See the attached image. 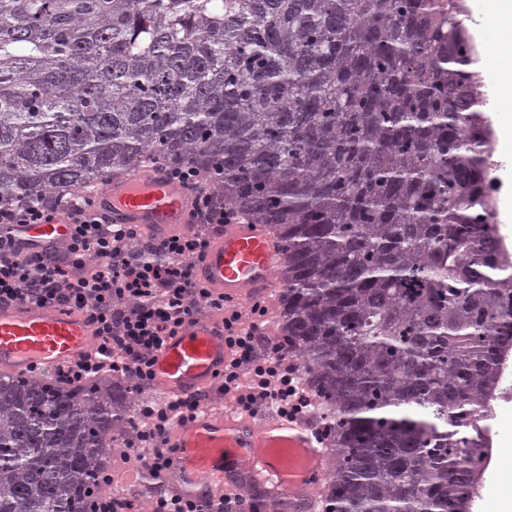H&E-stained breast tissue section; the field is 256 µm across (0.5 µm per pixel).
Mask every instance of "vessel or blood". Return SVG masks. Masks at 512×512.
<instances>
[{
    "label": "vessel or blood",
    "mask_w": 512,
    "mask_h": 512,
    "mask_svg": "<svg viewBox=\"0 0 512 512\" xmlns=\"http://www.w3.org/2000/svg\"><path fill=\"white\" fill-rule=\"evenodd\" d=\"M103 222L136 224L162 238L184 229L191 193L160 166L137 167L90 191ZM68 220L14 225L16 240L37 249L57 248L69 234ZM288 261L283 242L269 226L228 224L216 232L196 277L223 291L235 305L270 301L277 272ZM95 348L94 327L79 311L0 302V370L52 377L59 366L81 361ZM230 348L223 323L196 315L155 356L157 393L188 397L205 390L227 365ZM321 415L256 414L202 408L177 426L169 478L186 497L207 500L220 492L258 487L267 512H318L330 470V449L320 434Z\"/></svg>",
    "instance_id": "1"
}]
</instances>
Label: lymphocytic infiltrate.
<instances>
[{"instance_id":"1","label":"lymphocytic infiltrate","mask_w":512,"mask_h":512,"mask_svg":"<svg viewBox=\"0 0 512 512\" xmlns=\"http://www.w3.org/2000/svg\"><path fill=\"white\" fill-rule=\"evenodd\" d=\"M168 174L194 192L192 231L151 239L140 250L137 225L102 223L91 215L89 199L73 198L63 207L72 227L61 250L26 249L0 234V301L85 311L95 328L96 351L58 369V381L77 385L113 371L133 378L140 393L153 387L151 366L164 340L200 308H208L228 330L233 356L217 379L238 409L252 413L267 402L284 413L310 410L314 395L292 356L277 343L271 356L260 359L255 354L254 340L266 323L267 308L257 303L242 313L194 275L211 246L199 225L242 224L245 216L218 204L197 169L180 166ZM200 407L197 398L143 402L133 420L137 438L129 445V456L154 477H165L174 426L192 419Z\"/></svg>"}]
</instances>
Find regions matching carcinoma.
Returning <instances> with one entry per match:
<instances>
[{
  "label": "carcinoma",
  "mask_w": 512,
  "mask_h": 512,
  "mask_svg": "<svg viewBox=\"0 0 512 512\" xmlns=\"http://www.w3.org/2000/svg\"><path fill=\"white\" fill-rule=\"evenodd\" d=\"M0 0V205L143 164L274 227L320 512H471L512 254L460 0ZM132 386L0 374V512H85Z\"/></svg>",
  "instance_id": "1"
}]
</instances>
